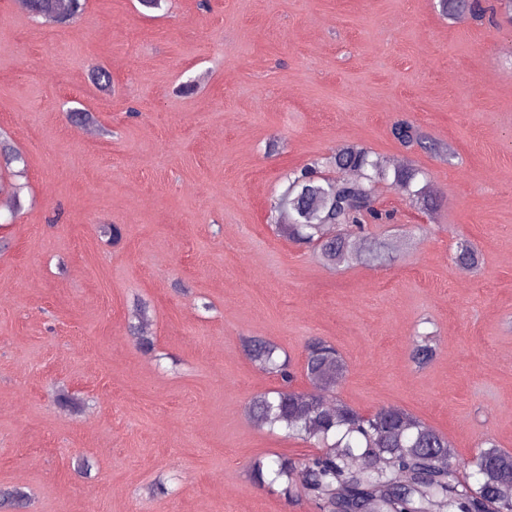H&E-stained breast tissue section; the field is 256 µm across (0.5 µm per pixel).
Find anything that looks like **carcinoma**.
Here are the masks:
<instances>
[{"mask_svg":"<svg viewBox=\"0 0 512 512\" xmlns=\"http://www.w3.org/2000/svg\"><path fill=\"white\" fill-rule=\"evenodd\" d=\"M440 14L451 21L479 19L474 0H437ZM86 0H26L29 16L41 23L66 26L85 12ZM391 134L407 149L419 148L451 162L454 152L439 145L407 119L396 121ZM329 164L356 173L353 180L335 181L320 176L319 163L292 169L285 187L272 200L269 219L288 240L313 245L322 260L336 267L354 264L383 265L390 260L387 243L369 236L371 224H384L391 213L378 207L376 185L392 181L418 207L434 208L435 194L429 183L415 187L420 171L410 162L391 166L385 158L357 144L336 149ZM26 160L8 142L0 140V172L16 178L12 197L24 185ZM288 215V223L279 219ZM336 234L325 237V226ZM454 265L477 268L481 256L473 244L461 238L451 257ZM146 307L140 308L135 340L150 353L154 337L146 323ZM247 357L258 368L278 376L284 385L272 393L254 396L248 405L252 422L270 432L281 430L319 452L302 459L278 456L257 458L250 464L252 481L287 498L296 494V476L303 490L323 512H512V452L484 437L473 456L464 461L455 454L446 435L399 406H386L363 414L340 400L320 396L332 392L345 378L347 365L331 344L311 339L305 345L303 374L311 390L292 387L294 373L280 360L278 346L261 337L241 339ZM432 340L413 341L410 361L422 369L435 357ZM471 466L476 486L461 483V468ZM405 474V480L397 474Z\"/></svg>","mask_w":512,"mask_h":512,"instance_id":"1","label":"carcinoma"}]
</instances>
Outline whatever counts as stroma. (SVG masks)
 I'll return each instance as SVG.
<instances>
[{"mask_svg":"<svg viewBox=\"0 0 512 512\" xmlns=\"http://www.w3.org/2000/svg\"><path fill=\"white\" fill-rule=\"evenodd\" d=\"M210 4L88 0L60 28L0 0V134L28 162L20 200L0 193V490L25 512H317L249 478L256 457L313 449L252 424L281 381L246 336L280 346L301 390L325 339L347 364L338 399L403 407L463 459L486 435L512 452V24L452 22L436 0ZM402 117L453 161L400 145ZM350 143L413 161L438 198L424 213L377 186L382 266H326L268 220L289 170ZM461 237L482 257L464 277ZM418 338L413 341L410 350V361L415 367L422 369L434 359L436 349L428 336H418Z\"/></svg>","mask_w":512,"mask_h":512,"instance_id":"obj_1","label":"stroma"}]
</instances>
